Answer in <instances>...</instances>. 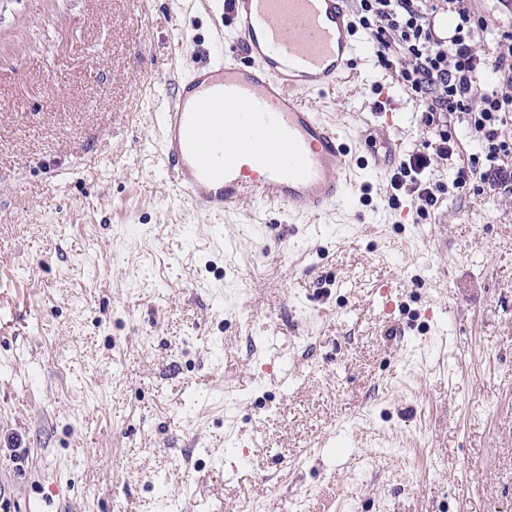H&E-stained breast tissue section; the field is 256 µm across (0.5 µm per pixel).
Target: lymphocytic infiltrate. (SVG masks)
I'll list each match as a JSON object with an SVG mask.
<instances>
[{
  "label": "lymphocytic infiltrate",
  "instance_id": "f902f5d3",
  "mask_svg": "<svg viewBox=\"0 0 512 512\" xmlns=\"http://www.w3.org/2000/svg\"><path fill=\"white\" fill-rule=\"evenodd\" d=\"M362 28L369 30L385 54L401 44L407 55L398 65L402 86L414 94L422 120L433 136L432 154L417 153L401 161L390 177L393 190L408 189L417 210L434 206L437 197L421 174L432 157L452 159L458 146L441 114L466 120L481 143V152L458 167L456 188H512V139L502 128L512 120V32L502 29L495 14H475L467 0H445L455 22L448 34L435 30L434 8L427 0H355ZM495 43L494 55H479L478 42ZM491 80H484V73Z\"/></svg>",
  "mask_w": 512,
  "mask_h": 512
}]
</instances>
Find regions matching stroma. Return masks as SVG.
<instances>
[{"label": "stroma", "mask_w": 512, "mask_h": 512, "mask_svg": "<svg viewBox=\"0 0 512 512\" xmlns=\"http://www.w3.org/2000/svg\"><path fill=\"white\" fill-rule=\"evenodd\" d=\"M142 8L0 0L9 512H512V190L453 187L470 126L418 213L387 175L430 135L369 41L303 95L359 138L354 207L198 214L159 114L246 58L203 0Z\"/></svg>", "instance_id": "obj_1"}]
</instances>
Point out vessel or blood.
Returning a JSON list of instances; mask_svg holds the SVG:
<instances>
[{"label": "vessel or blood", "instance_id": "1", "mask_svg": "<svg viewBox=\"0 0 512 512\" xmlns=\"http://www.w3.org/2000/svg\"><path fill=\"white\" fill-rule=\"evenodd\" d=\"M347 4L229 0L254 66L215 55L175 81L161 114L162 165L195 210L221 214L256 199L322 217L354 202L347 136L299 98L346 82L362 44Z\"/></svg>", "mask_w": 512, "mask_h": 512}]
</instances>
